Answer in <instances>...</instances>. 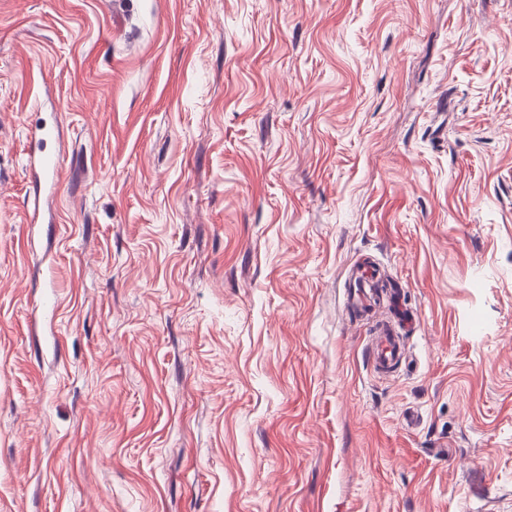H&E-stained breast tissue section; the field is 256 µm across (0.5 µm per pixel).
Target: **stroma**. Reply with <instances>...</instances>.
Segmentation results:
<instances>
[{
  "mask_svg": "<svg viewBox=\"0 0 512 512\" xmlns=\"http://www.w3.org/2000/svg\"><path fill=\"white\" fill-rule=\"evenodd\" d=\"M0 512H512V0H0ZM375 339L371 340L368 357L375 371H384L402 360L400 338L402 326L400 320L382 323L376 330Z\"/></svg>",
  "mask_w": 512,
  "mask_h": 512,
  "instance_id": "35a3bbf8",
  "label": "stroma"
}]
</instances>
